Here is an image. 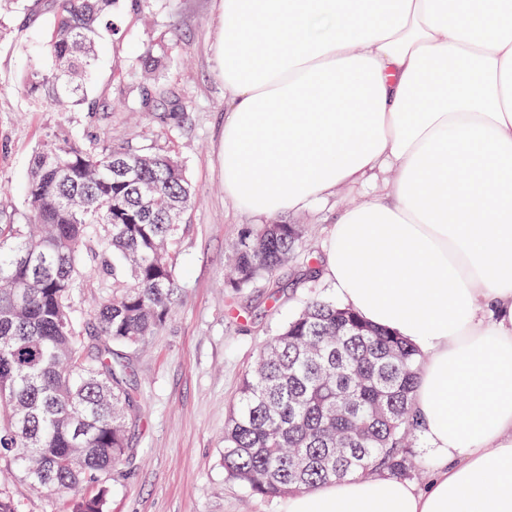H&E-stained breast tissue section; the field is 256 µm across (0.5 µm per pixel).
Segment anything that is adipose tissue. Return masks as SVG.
I'll return each instance as SVG.
<instances>
[{
	"instance_id": "obj_1",
	"label": "adipose tissue",
	"mask_w": 512,
	"mask_h": 512,
	"mask_svg": "<svg viewBox=\"0 0 512 512\" xmlns=\"http://www.w3.org/2000/svg\"><path fill=\"white\" fill-rule=\"evenodd\" d=\"M224 192L255 216L381 182L324 271L426 353L425 488L382 473L288 512H512V0H223Z\"/></svg>"
}]
</instances>
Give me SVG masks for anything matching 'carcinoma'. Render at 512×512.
Returning a JSON list of instances; mask_svg holds the SVG:
<instances>
[{
	"label": "carcinoma",
	"mask_w": 512,
	"mask_h": 512,
	"mask_svg": "<svg viewBox=\"0 0 512 512\" xmlns=\"http://www.w3.org/2000/svg\"><path fill=\"white\" fill-rule=\"evenodd\" d=\"M53 67L23 82L46 112H92L87 84L115 0H56ZM172 92L156 81L146 99ZM25 224H0V466L35 491L74 490L69 512H106L110 474L132 463L130 425L145 409L114 345L135 347L180 296L175 266L196 203L182 163L146 146L55 135L36 150ZM303 224L241 236L229 287L269 277L293 256ZM112 279L74 317L81 277ZM422 353L352 310L313 299L271 337L224 424V473L254 496L285 497L385 471L411 473Z\"/></svg>",
	"instance_id": "1"
}]
</instances>
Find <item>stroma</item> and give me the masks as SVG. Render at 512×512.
<instances>
[{
    "label": "stroma",
    "mask_w": 512,
    "mask_h": 512,
    "mask_svg": "<svg viewBox=\"0 0 512 512\" xmlns=\"http://www.w3.org/2000/svg\"><path fill=\"white\" fill-rule=\"evenodd\" d=\"M222 8V0H117L118 32L100 40L90 85L101 111L94 123L84 112L42 111L23 87L25 72L51 64L45 45L53 0H0V184L11 189L0 223H25L23 188L34 154L56 133L174 154L197 199L178 244L180 299L143 345L115 349L134 370L146 417L130 434L136 465L113 476L109 512H285L286 498L253 496L225 476V417L261 346L310 299H336L325 276L306 277L304 268L324 264L338 212L365 197L364 189L346 188L276 216V223L308 227L294 259L273 277L228 287L232 249L256 219L224 194ZM149 50L159 63L147 71ZM156 77L174 91L176 129L143 109L144 89ZM0 493L18 512H67V495L38 494L18 472L0 481Z\"/></svg>",
    "instance_id": "obj_1"
}]
</instances>
